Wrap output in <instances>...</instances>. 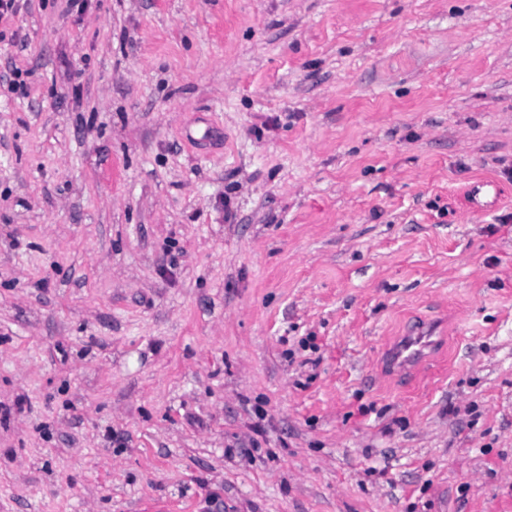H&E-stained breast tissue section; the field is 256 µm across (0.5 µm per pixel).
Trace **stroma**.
Instances as JSON below:
<instances>
[{"mask_svg": "<svg viewBox=\"0 0 512 512\" xmlns=\"http://www.w3.org/2000/svg\"><path fill=\"white\" fill-rule=\"evenodd\" d=\"M507 168L512 0H27L0 512H512ZM431 336L424 327L410 330L392 351V364L401 372H408L423 358L425 349L430 344Z\"/></svg>", "mask_w": 512, "mask_h": 512, "instance_id": "35a3bbf8", "label": "stroma"}]
</instances>
